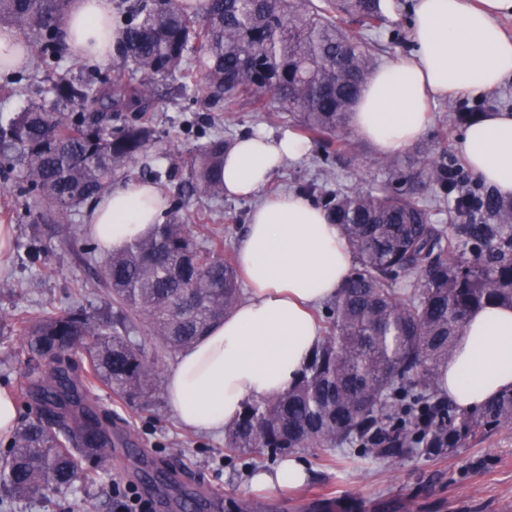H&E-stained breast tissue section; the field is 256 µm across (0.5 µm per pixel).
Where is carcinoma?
Returning a JSON list of instances; mask_svg holds the SVG:
<instances>
[{
  "mask_svg": "<svg viewBox=\"0 0 512 512\" xmlns=\"http://www.w3.org/2000/svg\"><path fill=\"white\" fill-rule=\"evenodd\" d=\"M71 0H0V25L22 35L36 69L58 75L52 93L72 111L31 101L0 122V172H18L27 217L67 222L117 177L161 184L181 177L187 196L224 197V148L209 138L184 169L141 163L159 136L146 116L155 84L180 78L207 112L256 110L277 102L303 132L323 143L327 167L353 151L350 113L375 67L372 33L386 27L384 0H135L124 10L117 50L132 74L110 82L71 80L64 18ZM127 112L119 125L112 119ZM387 177L367 190L301 191L341 226L356 263L324 312L326 336L301 380L287 391L248 400L224 426L230 453L270 456L298 448L355 444L399 458L417 448L453 452L512 424V387L470 411L439 397L438 378L469 315L512 306V200L465 177L456 161L429 147L413 162L392 159ZM457 197L448 223L435 224L424 193ZM402 279L407 288L393 283ZM103 282L112 328L80 306L21 321L27 362L45 375L28 380L36 418L10 440L0 461V508L67 493L83 463L112 447V412L92 402L110 388L117 404L144 407L159 391L155 361L130 341L146 316L156 347L175 354L205 335L239 302L234 263L204 247L180 208L106 262ZM83 347L76 364L70 352Z\"/></svg>",
  "mask_w": 512,
  "mask_h": 512,
  "instance_id": "cac0c4a2",
  "label": "carcinoma"
}]
</instances>
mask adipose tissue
Wrapping results in <instances>:
<instances>
[{
	"mask_svg": "<svg viewBox=\"0 0 512 512\" xmlns=\"http://www.w3.org/2000/svg\"><path fill=\"white\" fill-rule=\"evenodd\" d=\"M113 0H72L64 19L72 53L109 59L120 37ZM512 0H414L411 57L390 61L368 81L351 116L359 137L384 156L410 147L439 98L477 96L512 77V35L499 25ZM307 144L294 132L235 140L224 155V191L257 197L235 246L248 294L224 319L181 350L165 379L168 407L186 428L217 434L249 399L287 390L322 340L315 310L339 295L354 254L337 225L306 195H262L285 160ZM469 169L501 195H512V112L480 115L459 141ZM167 201L150 184L112 189L91 209L86 232L101 252L123 250L148 234ZM512 386V307L486 306L469 317L440 371L438 388L462 410ZM308 477L302 458L254 474L253 489L296 487Z\"/></svg>",
	"mask_w": 512,
	"mask_h": 512,
	"instance_id": "obj_1",
	"label": "adipose tissue"
}]
</instances>
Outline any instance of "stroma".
<instances>
[{
	"label": "stroma",
	"mask_w": 512,
	"mask_h": 512,
	"mask_svg": "<svg viewBox=\"0 0 512 512\" xmlns=\"http://www.w3.org/2000/svg\"><path fill=\"white\" fill-rule=\"evenodd\" d=\"M158 94L150 121L161 136L154 150L156 162L165 168L182 164L195 145L215 132L234 140L246 132L278 135L297 128L287 113L256 112L247 105L212 113L206 120L192 95L173 97L163 87ZM505 99L512 101V79L479 97L436 101L422 143L459 158L464 128L455 123L456 112L465 107L496 112ZM355 145L327 172L318 162V147H310L303 157L285 163L264 187V194L294 190L310 180L333 190L376 186L386 177L380 154L363 140ZM253 204L250 198L215 200L197 195L186 203L182 215L201 244L220 237L221 256L231 260ZM87 213V208H78L67 224L31 223L14 181L0 179V224L14 227L10 262L0 268V387L11 391L22 420L28 413L22 394L29 368L17 358L22 343L18 314L33 316L47 307L64 311L75 304L98 318L112 313L102 285L108 256L84 231ZM94 395L100 406L113 408L127 445L110 460L85 464L77 486L87 498L74 512H113V483H128L129 472L150 462L176 468L184 492L206 483L222 500L220 512H328L335 506L341 512H512V425L449 455L419 452L389 459L360 448H302L298 454L309 472L305 485L257 493L250 480L274 465V458L257 451L228 454L223 437L185 428L170 412L165 396L132 412L112 407L106 386H98Z\"/></svg>",
	"instance_id": "obj_1"
}]
</instances>
